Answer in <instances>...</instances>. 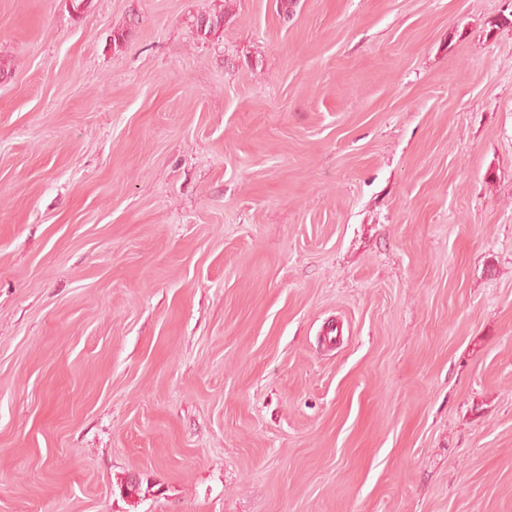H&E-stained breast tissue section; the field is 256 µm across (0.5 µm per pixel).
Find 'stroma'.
<instances>
[{
  "label": "stroma",
  "instance_id": "35a3bbf8",
  "mask_svg": "<svg viewBox=\"0 0 512 512\" xmlns=\"http://www.w3.org/2000/svg\"><path fill=\"white\" fill-rule=\"evenodd\" d=\"M0 512H512V0H0Z\"/></svg>",
  "mask_w": 512,
  "mask_h": 512
}]
</instances>
